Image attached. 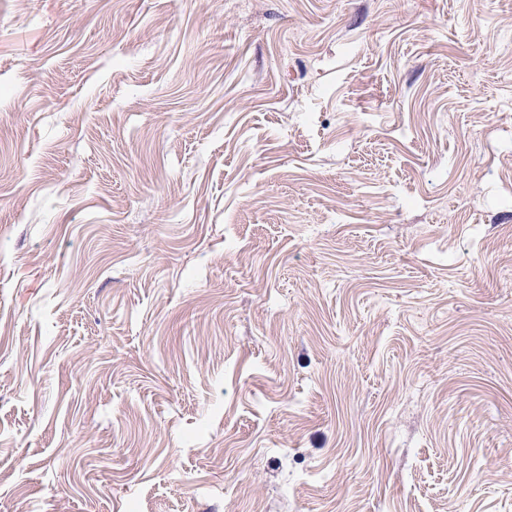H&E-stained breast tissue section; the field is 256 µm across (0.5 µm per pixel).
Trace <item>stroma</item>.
Wrapping results in <instances>:
<instances>
[{
	"mask_svg": "<svg viewBox=\"0 0 512 512\" xmlns=\"http://www.w3.org/2000/svg\"><path fill=\"white\" fill-rule=\"evenodd\" d=\"M0 512H512V0H0Z\"/></svg>",
	"mask_w": 512,
	"mask_h": 512,
	"instance_id": "1",
	"label": "stroma"
}]
</instances>
